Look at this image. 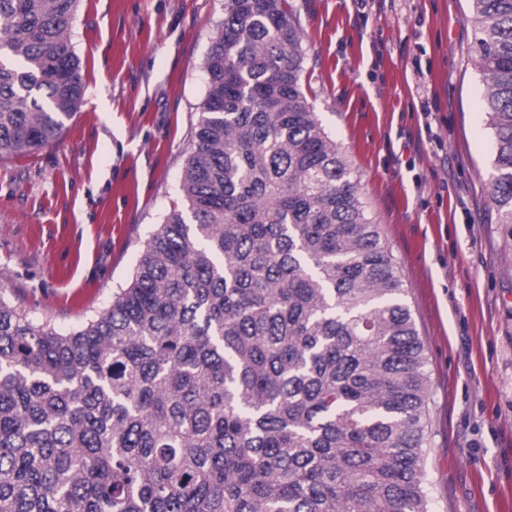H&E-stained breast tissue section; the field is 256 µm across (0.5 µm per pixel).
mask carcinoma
Returning a JSON list of instances; mask_svg holds the SVG:
<instances>
[{
  "label": "carcinoma",
  "instance_id": "1",
  "mask_svg": "<svg viewBox=\"0 0 512 512\" xmlns=\"http://www.w3.org/2000/svg\"><path fill=\"white\" fill-rule=\"evenodd\" d=\"M512 238V0H470ZM78 0H0V157L83 97ZM289 0H224L181 204L67 335L0 297V512H430L392 251L302 89Z\"/></svg>",
  "mask_w": 512,
  "mask_h": 512
}]
</instances>
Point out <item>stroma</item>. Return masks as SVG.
<instances>
[{
	"label": "stroma",
	"mask_w": 512,
	"mask_h": 512,
	"mask_svg": "<svg viewBox=\"0 0 512 512\" xmlns=\"http://www.w3.org/2000/svg\"><path fill=\"white\" fill-rule=\"evenodd\" d=\"M303 90L397 261L431 379L430 512H512V242L496 222L470 0H291ZM224 0H79L61 135L0 158V297L68 334L180 199Z\"/></svg>",
	"instance_id": "stroma-1"
}]
</instances>
